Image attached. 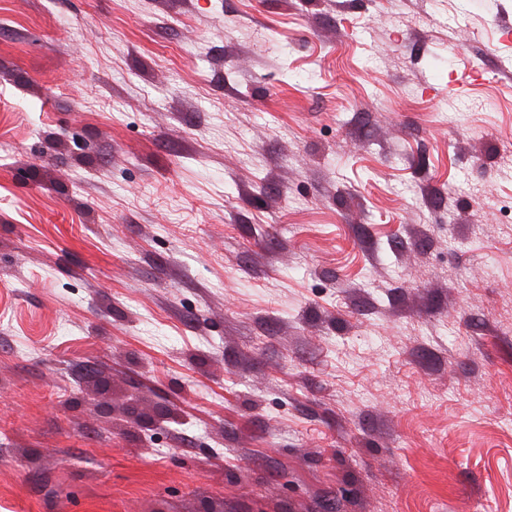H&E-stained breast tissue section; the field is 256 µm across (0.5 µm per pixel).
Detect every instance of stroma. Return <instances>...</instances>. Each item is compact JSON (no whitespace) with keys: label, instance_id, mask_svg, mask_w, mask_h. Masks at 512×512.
<instances>
[{"label":"stroma","instance_id":"stroma-1","mask_svg":"<svg viewBox=\"0 0 512 512\" xmlns=\"http://www.w3.org/2000/svg\"><path fill=\"white\" fill-rule=\"evenodd\" d=\"M0 512H512V0H0Z\"/></svg>","mask_w":512,"mask_h":512}]
</instances>
